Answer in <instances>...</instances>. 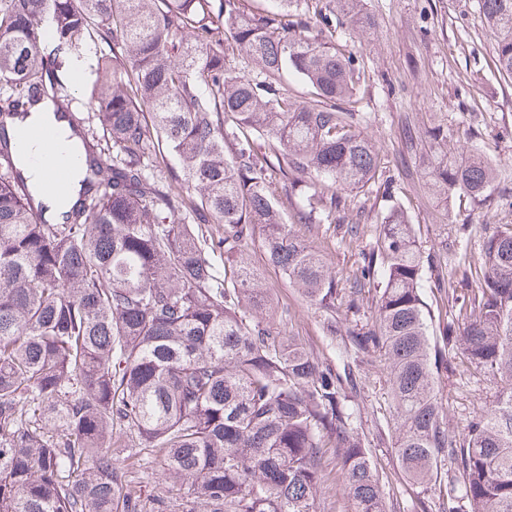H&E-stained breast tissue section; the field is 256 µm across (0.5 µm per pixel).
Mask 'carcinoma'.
Listing matches in <instances>:
<instances>
[{"label":"carcinoma","mask_w":512,"mask_h":512,"mask_svg":"<svg viewBox=\"0 0 512 512\" xmlns=\"http://www.w3.org/2000/svg\"><path fill=\"white\" fill-rule=\"evenodd\" d=\"M243 2L0 0V512H144L119 448L155 459L187 512H318L330 459L351 512H387L340 375L259 317L275 309L245 256L260 227L289 285L322 308L336 300L335 277L284 224L267 177L278 166L290 193L300 175L324 182L293 208V223L310 227L343 222L339 191L375 178L378 153L338 106L356 97L353 57L284 20L294 0L264 14ZM358 2L326 6L364 26ZM480 10L511 77L512 0ZM96 43L112 52L91 69L97 108L84 125L67 73ZM239 64L263 79L234 74ZM285 70L311 99L289 100ZM46 99L82 169L54 218L14 134ZM438 137L432 185L482 204L497 167ZM423 269L414 225L393 204L350 287L354 308L379 286L375 328L350 344L389 362L404 477L431 482L446 452L448 493L460 489L469 512H512V225L485 228L466 293L435 281L464 325L447 347L498 387L460 443L437 397L442 348Z\"/></svg>","instance_id":"cac0c4a2"}]
</instances>
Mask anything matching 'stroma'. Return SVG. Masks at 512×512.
<instances>
[{
	"label": "stroma",
	"instance_id": "stroma-1",
	"mask_svg": "<svg viewBox=\"0 0 512 512\" xmlns=\"http://www.w3.org/2000/svg\"><path fill=\"white\" fill-rule=\"evenodd\" d=\"M301 9L312 33L331 34L337 51L354 57L359 92L348 109L381 158L374 180L347 196L349 222L363 227L357 245L343 242L341 224L321 225L305 237L323 254L344 290L375 245L382 213L399 204L429 258L430 265L423 270V298L431 305L430 335L441 338L455 310L448 304L434 305L437 276L462 281L458 257L463 252L477 257L483 226L512 224V79L496 70L495 41L479 0H364L371 27L362 32L351 30L344 21L324 25L325 0H302ZM434 130L443 134L448 149L481 152L498 166L501 179L485 204H474L463 194L447 201L429 190L422 156ZM247 258L260 269L268 294L285 314L276 323L278 330L297 337L337 373H349L354 387L348 398L358 432L383 476L392 512H443L450 505L456 512H469L466 499L448 496L450 459L442 460L436 481L428 486L413 485L403 477L393 448L387 367L375 356L345 349L349 331L373 328L375 295L351 310L342 292L332 308L322 309L289 286L268 262L259 241H252ZM330 319L337 328L333 336L326 329ZM438 396L450 435L459 436L492 405L496 387L454 359L439 373ZM124 464L133 482L163 497L164 512H186L184 499L159 478L154 463L133 454Z\"/></svg>",
	"mask_w": 512,
	"mask_h": 512
}]
</instances>
